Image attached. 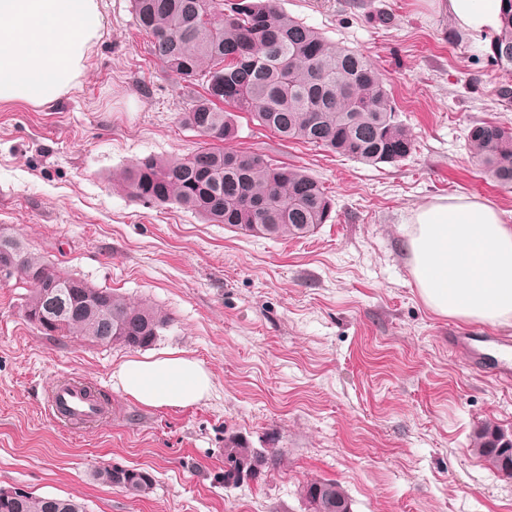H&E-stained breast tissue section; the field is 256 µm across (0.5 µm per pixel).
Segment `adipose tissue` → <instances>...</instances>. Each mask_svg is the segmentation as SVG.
<instances>
[{
  "label": "adipose tissue",
  "mask_w": 512,
  "mask_h": 512,
  "mask_svg": "<svg viewBox=\"0 0 512 512\" xmlns=\"http://www.w3.org/2000/svg\"><path fill=\"white\" fill-rule=\"evenodd\" d=\"M457 27L490 37L501 0H445ZM103 27L99 0H0V101L50 105L79 81ZM405 252L415 286L435 314L490 325L512 323V225L493 205L466 197L416 211ZM125 394L147 407L202 400L211 377L185 356L131 358L113 374Z\"/></svg>",
  "instance_id": "obj_1"
}]
</instances>
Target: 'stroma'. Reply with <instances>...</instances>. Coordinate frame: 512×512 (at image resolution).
<instances>
[{"label": "stroma", "instance_id": "obj_1", "mask_svg": "<svg viewBox=\"0 0 512 512\" xmlns=\"http://www.w3.org/2000/svg\"><path fill=\"white\" fill-rule=\"evenodd\" d=\"M277 5L370 57L414 153L365 165L241 117L230 148L304 168L333 196L332 221L304 239L244 237L133 198L121 184L132 162L198 147L178 121L193 91L151 55L131 0H100L103 31L79 83L46 107L0 101V233L170 324L136 351L46 336L23 316L25 289L0 283V487L70 496L86 512H309L304 484L327 479L352 512H512V477L469 448L483 423L512 433V384L448 347L449 331L512 324L432 312L403 249L414 213L441 198L491 202L512 224V190L478 172L466 141L471 123L512 125V75L443 0ZM167 352L202 363L209 396L152 408L115 388L123 361ZM63 376L87 380L111 417L54 422L46 397ZM230 435L269 450L262 480L225 488ZM103 464L149 470L154 493L100 484Z\"/></svg>", "mask_w": 512, "mask_h": 512}]
</instances>
